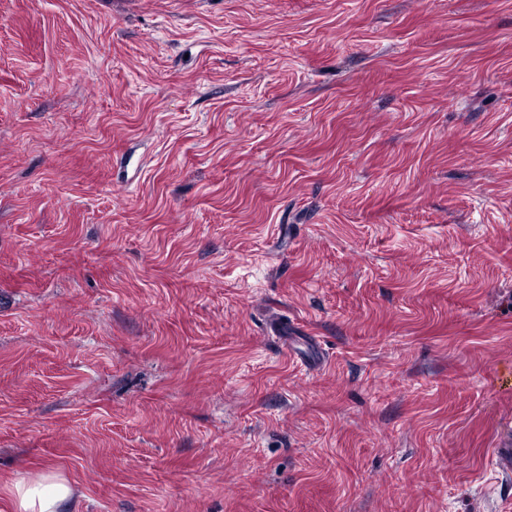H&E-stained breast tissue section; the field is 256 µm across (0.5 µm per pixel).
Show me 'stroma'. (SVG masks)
<instances>
[{
  "label": "stroma",
  "mask_w": 512,
  "mask_h": 512,
  "mask_svg": "<svg viewBox=\"0 0 512 512\" xmlns=\"http://www.w3.org/2000/svg\"><path fill=\"white\" fill-rule=\"evenodd\" d=\"M512 0H0V512H512ZM12 507L16 512H63V506L75 494V489L55 473L40 472L17 482Z\"/></svg>",
  "instance_id": "1"
}]
</instances>
